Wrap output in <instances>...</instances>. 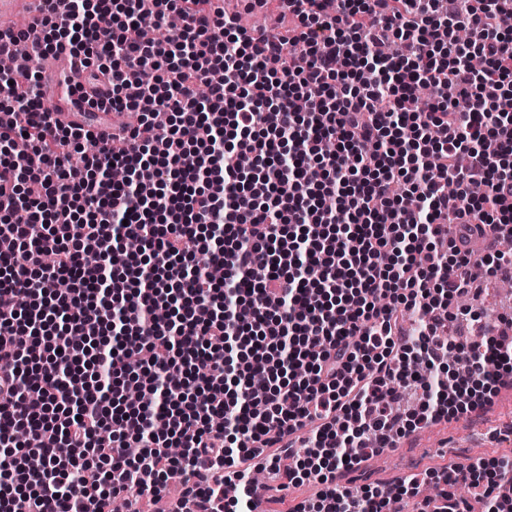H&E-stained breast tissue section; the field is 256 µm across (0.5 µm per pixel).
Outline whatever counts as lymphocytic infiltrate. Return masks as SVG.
<instances>
[{
    "label": "lymphocytic infiltrate",
    "instance_id": "lymphocytic-infiltrate-1",
    "mask_svg": "<svg viewBox=\"0 0 512 512\" xmlns=\"http://www.w3.org/2000/svg\"><path fill=\"white\" fill-rule=\"evenodd\" d=\"M212 2L39 19L40 57L68 53L111 111L140 113L112 138L0 73V512L157 502L175 473L197 512H252L237 463L286 454L289 484L321 486L290 512H388L417 481L352 494L337 472L512 375V340L445 332L451 303L512 277V251L461 248L512 237V0H280L295 24L272 35ZM404 314L419 332L399 345ZM313 421L294 455L284 433ZM437 480L416 512H470L460 483L503 512L512 460Z\"/></svg>",
    "mask_w": 512,
    "mask_h": 512
}]
</instances>
